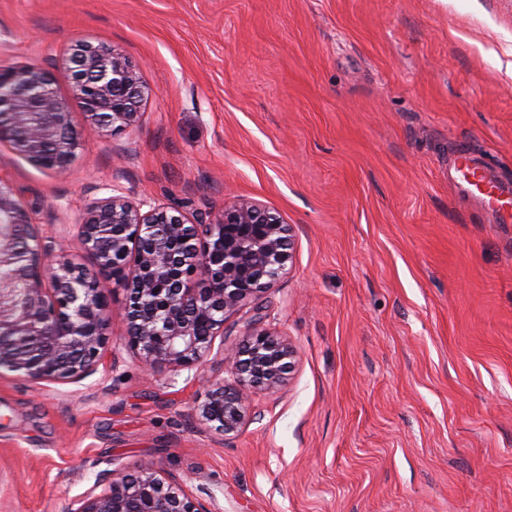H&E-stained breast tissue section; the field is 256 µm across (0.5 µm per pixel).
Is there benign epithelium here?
Segmentation results:
<instances>
[{
    "mask_svg": "<svg viewBox=\"0 0 512 512\" xmlns=\"http://www.w3.org/2000/svg\"><path fill=\"white\" fill-rule=\"evenodd\" d=\"M64 99L37 64L0 69V143L33 165L69 171L86 134L139 122L140 70L103 45L74 44ZM80 112L86 125L75 124ZM134 203L123 195L93 202L74 235L76 253H54L13 192L0 184V377L34 385L79 384L105 363L112 337L110 288L126 292L122 339L152 375L200 370L228 316L258 301L294 263L293 225L259 203L238 198L209 221L176 206ZM84 255L91 265L76 262ZM232 379L195 402L198 420L231 435L247 423L252 397L273 391L295 369L297 350L254 314L243 339L223 347ZM102 491H97L98 487ZM64 512H213L184 479L154 461L117 464Z\"/></svg>",
    "mask_w": 512,
    "mask_h": 512,
    "instance_id": "7a95c632",
    "label": "benign epithelium"
}]
</instances>
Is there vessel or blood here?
Wrapping results in <instances>:
<instances>
[{
	"label": "vessel or blood",
	"instance_id": "vessel-or-blood-1",
	"mask_svg": "<svg viewBox=\"0 0 512 512\" xmlns=\"http://www.w3.org/2000/svg\"><path fill=\"white\" fill-rule=\"evenodd\" d=\"M448 179L461 197L476 201L494 214L498 223H512V181L500 179L466 147L458 148Z\"/></svg>",
	"mask_w": 512,
	"mask_h": 512
}]
</instances>
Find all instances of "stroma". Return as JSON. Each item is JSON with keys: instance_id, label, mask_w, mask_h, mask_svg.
Segmentation results:
<instances>
[{"instance_id": "obj_1", "label": "stroma", "mask_w": 512, "mask_h": 512, "mask_svg": "<svg viewBox=\"0 0 512 512\" xmlns=\"http://www.w3.org/2000/svg\"><path fill=\"white\" fill-rule=\"evenodd\" d=\"M80 41L141 71L139 122L69 172L0 144L60 249L119 193L207 218L248 198L295 229L261 299L296 370L225 437L195 401L225 377L116 366L79 385L0 378V512H62L152 460L218 512H512V224L458 197V145L512 180V0H0V67L62 74Z\"/></svg>"}]
</instances>
